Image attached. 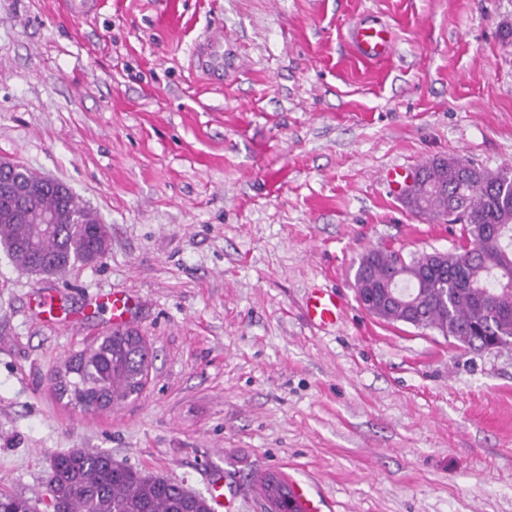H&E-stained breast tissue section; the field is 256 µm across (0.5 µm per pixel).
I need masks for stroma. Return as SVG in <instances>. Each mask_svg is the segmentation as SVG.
<instances>
[{
    "label": "stroma",
    "instance_id": "stroma-1",
    "mask_svg": "<svg viewBox=\"0 0 512 512\" xmlns=\"http://www.w3.org/2000/svg\"><path fill=\"white\" fill-rule=\"evenodd\" d=\"M374 16L386 59L355 57ZM512 0H0V159L67 184L109 248L62 275L0 250V493L53 512L51 460L107 453L233 512L257 478L314 479L331 512H512V349L389 323L360 258L449 250L460 223L411 213L389 168L512 166ZM224 38V81L194 44ZM137 300L140 395L74 410L55 373ZM337 294L333 326L307 298ZM56 297L42 314V294ZM124 292H112V329H123L128 323L132 301Z\"/></svg>",
    "mask_w": 512,
    "mask_h": 512
}]
</instances>
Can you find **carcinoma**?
<instances>
[{
    "label": "carcinoma",
    "mask_w": 512,
    "mask_h": 512,
    "mask_svg": "<svg viewBox=\"0 0 512 512\" xmlns=\"http://www.w3.org/2000/svg\"><path fill=\"white\" fill-rule=\"evenodd\" d=\"M419 171L417 198L406 201L420 215L448 216L462 224V242L443 256L444 269L424 272V255L405 258L397 250L365 254L355 272L384 282L401 275L413 289L416 305L400 304L382 312L365 310L390 322L413 321L435 328L470 350L483 337L512 340V168L490 171L456 158L433 159ZM36 212L67 208L77 223L60 224L50 233L38 225L0 218V247L22 271L48 275L65 272L75 262L100 258L107 250V228L82 207L75 195L54 189L28 201ZM77 360L71 396L85 408L112 407L145 386L150 363L146 341L129 331L112 332L96 346L73 355ZM55 493L64 512H211L208 500L168 479L134 470L104 453L71 451L53 458ZM275 510L287 502L283 483L260 479ZM0 512H36L21 495L0 493Z\"/></svg>",
    "instance_id": "cac0c4a2"
}]
</instances>
